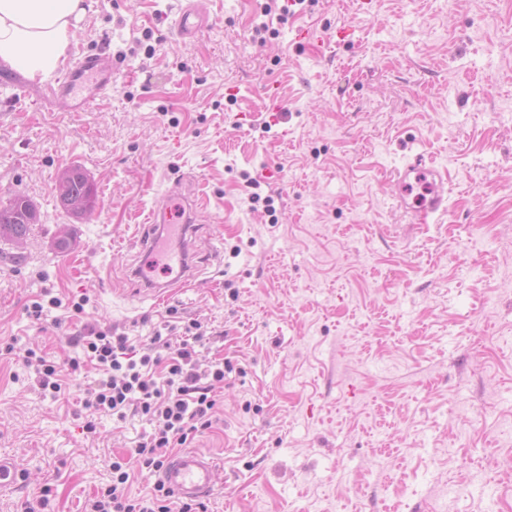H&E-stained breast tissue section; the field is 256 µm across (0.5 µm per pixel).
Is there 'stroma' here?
Masks as SVG:
<instances>
[{
  "label": "stroma",
  "mask_w": 512,
  "mask_h": 512,
  "mask_svg": "<svg viewBox=\"0 0 512 512\" xmlns=\"http://www.w3.org/2000/svg\"><path fill=\"white\" fill-rule=\"evenodd\" d=\"M264 2L212 0L187 42L180 0H85L70 54L112 72L85 112L37 80L5 99L19 75L0 66V205L23 195L40 218L0 239V455L27 475L0 512L47 484L46 512H82L142 429L100 415L83 431L93 373L52 400L24 349L60 361L91 325L191 319L212 333L201 362L236 366L193 442L218 466L207 512H512V0H318L259 37ZM415 153L448 172L433 224L397 205ZM72 165L90 213L59 200ZM246 172L275 216L250 210ZM176 181L203 197L195 278L162 300L134 270ZM44 292L63 305L36 322Z\"/></svg>",
  "instance_id": "obj_1"
}]
</instances>
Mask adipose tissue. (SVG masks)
Here are the masks:
<instances>
[{"instance_id":"1","label":"adipose tissue","mask_w":512,"mask_h":512,"mask_svg":"<svg viewBox=\"0 0 512 512\" xmlns=\"http://www.w3.org/2000/svg\"><path fill=\"white\" fill-rule=\"evenodd\" d=\"M85 0H0V64L47 80L67 58Z\"/></svg>"}]
</instances>
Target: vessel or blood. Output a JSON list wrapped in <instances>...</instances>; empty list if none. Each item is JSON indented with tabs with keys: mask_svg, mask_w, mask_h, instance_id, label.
I'll return each mask as SVG.
<instances>
[{
	"mask_svg": "<svg viewBox=\"0 0 512 512\" xmlns=\"http://www.w3.org/2000/svg\"><path fill=\"white\" fill-rule=\"evenodd\" d=\"M209 0H183L177 29L182 38H195L210 22ZM47 96L66 101L71 112L85 111L92 103L107 99L112 93V73L105 69L98 55L80 54L54 85L46 88ZM428 172L436 184V191L421 207H411L417 223L426 224L447 215L448 199L444 187L446 174L427 166L422 156L409 157L396 171L399 188L398 201H405L404 190L416 174ZM188 197L179 187H172L161 202L151 210L150 221L154 224H170L176 213L187 210ZM216 464L207 452L197 448L175 452L158 474V479L175 498L199 500L208 498L215 486Z\"/></svg>",
	"mask_w": 512,
	"mask_h": 512,
	"instance_id": "obj_1",
	"label": "vessel or blood"
}]
</instances>
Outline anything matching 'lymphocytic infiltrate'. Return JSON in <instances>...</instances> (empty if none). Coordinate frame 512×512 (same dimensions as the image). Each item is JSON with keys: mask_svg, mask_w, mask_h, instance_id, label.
<instances>
[{"mask_svg": "<svg viewBox=\"0 0 512 512\" xmlns=\"http://www.w3.org/2000/svg\"><path fill=\"white\" fill-rule=\"evenodd\" d=\"M206 333L197 320L180 327L170 324L137 347L126 334L104 327L78 337L80 354L61 362L26 350L25 363L33 367L39 390L54 398L64 393L68 377L89 366L97 370L82 401L89 414L86 432L94 431L93 418L99 414L121 422L137 416L147 426L130 453L112 461V482L97 490L88 512H207L202 502L175 504L159 482L147 496L128 492L136 471H159L174 449L187 447L212 426L218 406L215 387L233 366L224 358L198 364L195 346Z\"/></svg>", "mask_w": 512, "mask_h": 512, "instance_id": "1", "label": "lymphocytic infiltrate"}]
</instances>
